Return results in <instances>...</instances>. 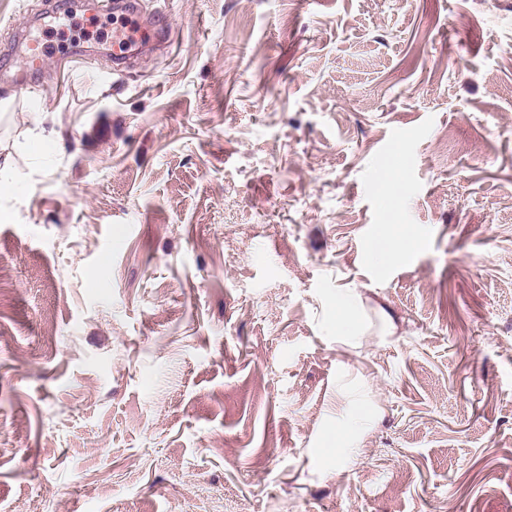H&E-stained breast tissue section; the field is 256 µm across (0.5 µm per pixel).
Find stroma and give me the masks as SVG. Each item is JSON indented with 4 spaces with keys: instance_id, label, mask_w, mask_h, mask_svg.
Wrapping results in <instances>:
<instances>
[{
    "instance_id": "35a3bbf8",
    "label": "stroma",
    "mask_w": 512,
    "mask_h": 512,
    "mask_svg": "<svg viewBox=\"0 0 512 512\" xmlns=\"http://www.w3.org/2000/svg\"><path fill=\"white\" fill-rule=\"evenodd\" d=\"M137 2L0 75V512H512V0ZM333 308L336 311V335L345 339L354 338L359 333L360 320L351 297L336 295ZM372 418V411L369 403L359 402L350 419L339 427H336V463L337 465L347 462L353 452L354 438L359 430Z\"/></svg>"
}]
</instances>
